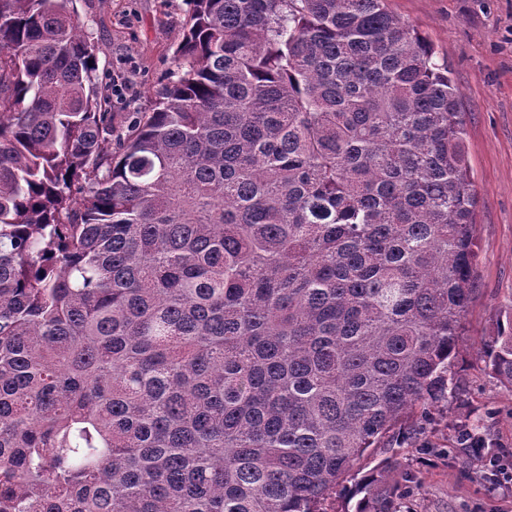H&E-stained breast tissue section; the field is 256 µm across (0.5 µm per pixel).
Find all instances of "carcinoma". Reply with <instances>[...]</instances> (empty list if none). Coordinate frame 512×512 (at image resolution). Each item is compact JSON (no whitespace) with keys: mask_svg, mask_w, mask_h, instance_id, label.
Listing matches in <instances>:
<instances>
[{"mask_svg":"<svg viewBox=\"0 0 512 512\" xmlns=\"http://www.w3.org/2000/svg\"><path fill=\"white\" fill-rule=\"evenodd\" d=\"M74 3L0 0V512H400L356 462L475 292L449 67L387 0H192L114 152Z\"/></svg>","mask_w":512,"mask_h":512,"instance_id":"1","label":"carcinoma"}]
</instances>
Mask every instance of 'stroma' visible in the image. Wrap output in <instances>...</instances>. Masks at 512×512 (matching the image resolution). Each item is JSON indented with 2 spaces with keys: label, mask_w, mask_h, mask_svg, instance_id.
Segmentation results:
<instances>
[{
  "label": "stroma",
  "mask_w": 512,
  "mask_h": 512,
  "mask_svg": "<svg viewBox=\"0 0 512 512\" xmlns=\"http://www.w3.org/2000/svg\"><path fill=\"white\" fill-rule=\"evenodd\" d=\"M95 46L97 91L109 96L114 131L151 111L190 18V0H77ZM389 10L425 35L460 90L476 189L477 277L455 371L459 393L428 414L400 421L394 435L361 460L390 459L405 490L401 512H512V496L489 493L484 460L458 442L462 429L483 437L512 463V391L480 357L481 343L512 318V0H388Z\"/></svg>",
  "instance_id": "stroma-1"
}]
</instances>
